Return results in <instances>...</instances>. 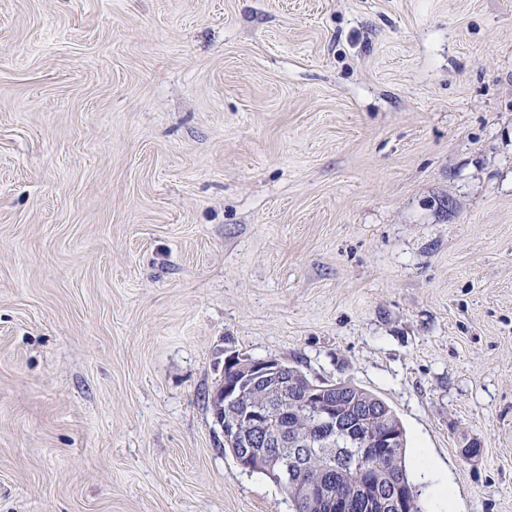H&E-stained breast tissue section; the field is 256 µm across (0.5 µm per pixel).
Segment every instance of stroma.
<instances>
[{"label":"stroma","mask_w":512,"mask_h":512,"mask_svg":"<svg viewBox=\"0 0 512 512\" xmlns=\"http://www.w3.org/2000/svg\"><path fill=\"white\" fill-rule=\"evenodd\" d=\"M237 354L512 512V0H0V512H293Z\"/></svg>","instance_id":"35a3bbf8"}]
</instances>
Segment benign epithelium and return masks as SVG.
<instances>
[{
    "label": "benign epithelium",
    "mask_w": 512,
    "mask_h": 512,
    "mask_svg": "<svg viewBox=\"0 0 512 512\" xmlns=\"http://www.w3.org/2000/svg\"><path fill=\"white\" fill-rule=\"evenodd\" d=\"M219 392L212 398L213 416L224 440L240 449L238 462L249 470L265 461L269 448H287L289 455H273L272 465L283 482L300 481L299 473L306 467L307 453L311 451L309 433L300 430L297 423L274 422L267 405L272 398H282L291 388L288 368L276 359L250 360L233 356L224 364ZM309 408L322 417L329 431L321 440L329 445L336 436V387L310 388ZM343 427L356 432V458H368V449L397 441L396 433L379 435L371 412L358 410L343 421ZM365 500L357 503L348 499L329 497L318 479L303 482L312 506L330 512H351L359 506L363 512H408V502L400 495L396 483H382L374 478L373 469H362Z\"/></svg>",
    "instance_id": "benign-epithelium-1"
}]
</instances>
